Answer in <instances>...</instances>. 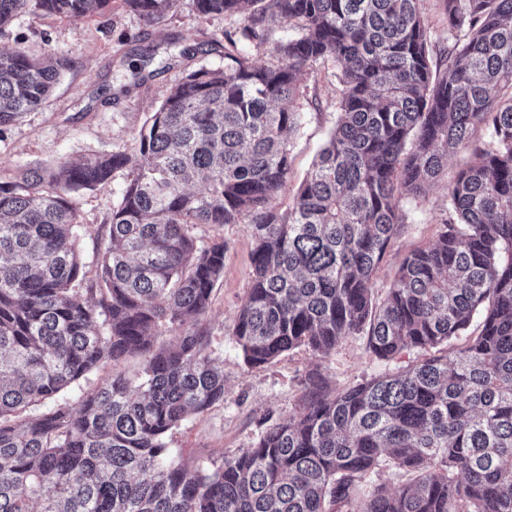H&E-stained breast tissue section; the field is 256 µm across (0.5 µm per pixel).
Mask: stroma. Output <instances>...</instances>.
<instances>
[{
  "instance_id": "1",
  "label": "stroma",
  "mask_w": 512,
  "mask_h": 512,
  "mask_svg": "<svg viewBox=\"0 0 512 512\" xmlns=\"http://www.w3.org/2000/svg\"><path fill=\"white\" fill-rule=\"evenodd\" d=\"M238 25L235 17L197 14L191 0H178L164 19L153 24L129 12L122 0H112L104 13L80 18H44L35 11L18 14L0 28V51L21 48L33 57L52 52L65 58L69 67L46 101L0 134V182L19 180L29 167L49 168L115 151L136 154L139 132L167 91L191 71L223 67L224 33ZM337 73L328 62L314 65L303 77L306 93L297 104L300 127L291 140L290 173L277 197L280 208H287L335 126ZM124 183L120 172L106 188L76 196L88 274H95L98 256L109 242L112 208ZM401 205L408 219L380 264L375 286L381 294L404 257L435 240L448 207L447 179ZM195 234L202 243L217 237L226 243L224 274L202 320L207 351L224 370V400L189 414L169 434L167 445L181 460L215 469L252 447L270 425L300 413L309 373H318L333 393L421 358V351L409 350L392 360H379L368 352L364 337L348 336L324 357L298 347L264 366L246 365L232 328L250 286V232L243 224H201Z\"/></svg>"
}]
</instances>
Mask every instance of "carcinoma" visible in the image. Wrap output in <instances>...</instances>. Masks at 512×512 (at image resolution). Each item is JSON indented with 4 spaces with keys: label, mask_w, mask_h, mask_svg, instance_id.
Masks as SVG:
<instances>
[{
    "label": "carcinoma",
    "mask_w": 512,
    "mask_h": 512,
    "mask_svg": "<svg viewBox=\"0 0 512 512\" xmlns=\"http://www.w3.org/2000/svg\"><path fill=\"white\" fill-rule=\"evenodd\" d=\"M123 2L154 23L177 0ZM421 2L193 0L201 15L241 19L224 34L228 63L170 89L137 155L0 183V512H349L357 501L358 512H512V0H443V69ZM110 4L0 0V27L31 6L81 17ZM277 18L295 34L273 38ZM246 45L272 61L250 62ZM327 61L340 70L336 125L283 211L301 76ZM67 67L52 52L0 51V128ZM461 151L473 160L448 187L435 241L375 297L401 201ZM118 171L110 245L90 278L73 196ZM199 224H245L253 239L232 331L246 364L302 346L326 355L355 335L381 360L434 354L333 395L312 375L299 416L214 470L183 463L166 436L224 401L200 319L226 244H199ZM136 356L137 381L114 375L75 406L58 400ZM388 463L406 481L367 490Z\"/></svg>",
    "instance_id": "cac0c4a2"
}]
</instances>
